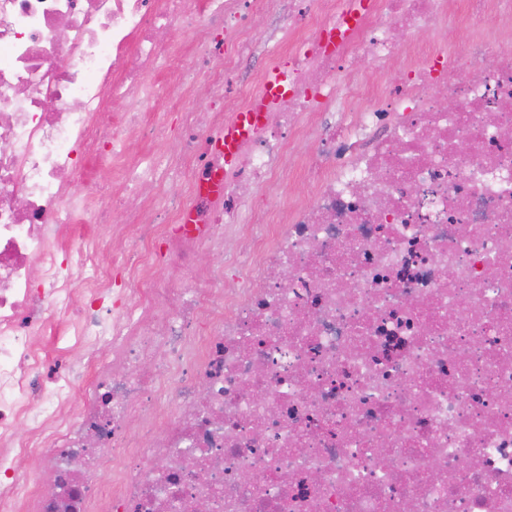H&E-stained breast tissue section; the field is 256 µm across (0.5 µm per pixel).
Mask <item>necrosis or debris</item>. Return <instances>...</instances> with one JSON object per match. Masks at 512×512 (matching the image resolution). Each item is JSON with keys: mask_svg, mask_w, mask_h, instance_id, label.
<instances>
[{"mask_svg": "<svg viewBox=\"0 0 512 512\" xmlns=\"http://www.w3.org/2000/svg\"><path fill=\"white\" fill-rule=\"evenodd\" d=\"M371 2L339 42L348 0H0V512H512V0L419 60L453 0ZM258 11L305 38L228 171ZM363 55L397 76L337 118ZM173 86L183 154L133 156ZM473 30L464 14L456 13V19L448 23V27L435 32L428 27L417 29L413 35V41L422 48H427L433 43V36L437 34L441 38V45L453 49L460 42L471 38ZM244 117L241 115L232 124L224 128V136H220V140H224V166L227 168L234 158L233 145L238 144L244 137L246 128L243 126ZM295 193H291L289 190V196H268L262 202V207L268 211L272 212L278 209H283L288 206V200L291 198H297V194L306 195L309 190V185L305 180L302 173H299L295 183H294Z\"/></svg>", "mask_w": 512, "mask_h": 512, "instance_id": "obj_1", "label": "necrosis or debris"}]
</instances>
